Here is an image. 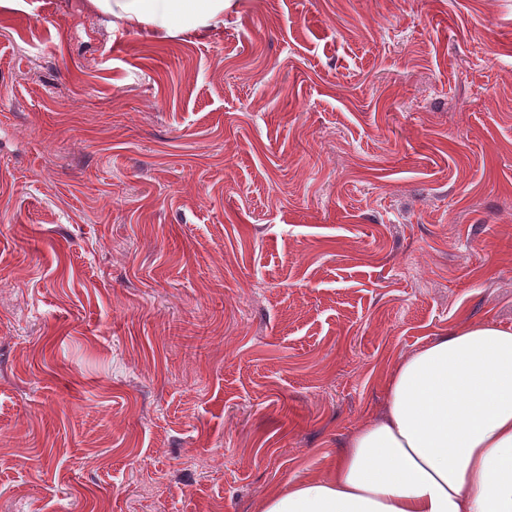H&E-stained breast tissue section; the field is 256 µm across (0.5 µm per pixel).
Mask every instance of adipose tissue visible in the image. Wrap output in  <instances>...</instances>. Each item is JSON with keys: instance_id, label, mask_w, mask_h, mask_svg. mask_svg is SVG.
Returning a JSON list of instances; mask_svg holds the SVG:
<instances>
[{"instance_id": "ef3b65f1", "label": "adipose tissue", "mask_w": 512, "mask_h": 512, "mask_svg": "<svg viewBox=\"0 0 512 512\" xmlns=\"http://www.w3.org/2000/svg\"><path fill=\"white\" fill-rule=\"evenodd\" d=\"M231 0H89L109 24L206 34ZM261 512H512V329L464 323L392 369L381 411L321 477Z\"/></svg>"}]
</instances>
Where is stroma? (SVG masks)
<instances>
[{
    "label": "stroma",
    "instance_id": "35a3bbf8",
    "mask_svg": "<svg viewBox=\"0 0 512 512\" xmlns=\"http://www.w3.org/2000/svg\"><path fill=\"white\" fill-rule=\"evenodd\" d=\"M0 8V512H260L390 367L512 328V0ZM231 0H89V5L112 24L157 34H206L224 26Z\"/></svg>",
    "mask_w": 512,
    "mask_h": 512
}]
</instances>
